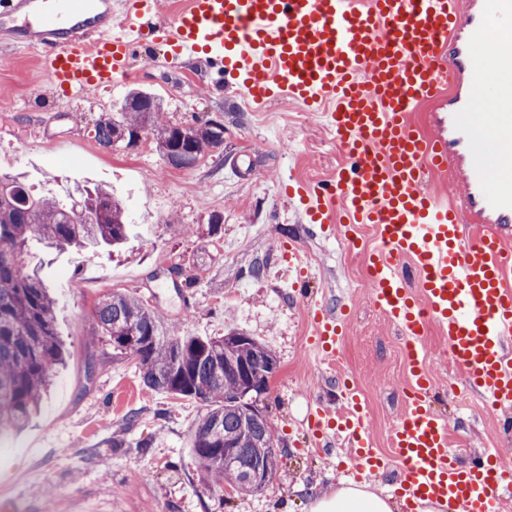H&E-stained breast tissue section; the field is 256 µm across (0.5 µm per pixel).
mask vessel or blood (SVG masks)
<instances>
[{"label":"vessel or blood","instance_id":"b4317fda","mask_svg":"<svg viewBox=\"0 0 512 512\" xmlns=\"http://www.w3.org/2000/svg\"><path fill=\"white\" fill-rule=\"evenodd\" d=\"M0 16L19 20L9 45L38 50L46 85L67 98L128 81L133 55L151 39L168 59L204 57L253 110L285 96L323 111L345 164L333 183L284 188L298 197L301 221L320 230L343 210L348 245L354 225L374 227L370 297L413 370L392 456L375 448L347 378L305 423L331 448L323 433L339 410L358 477L399 466L407 502L500 512L512 465L498 449L459 462L430 406L437 389L420 355L436 324L469 390L512 430V173L502 165L512 153V97L501 92L512 85V51L492 48L493 34H512V0H186L169 17L155 0H0ZM421 106L420 125L411 114ZM436 183L460 192L443 197ZM308 310L311 348L337 360L342 318L321 300Z\"/></svg>","mask_w":512,"mask_h":512}]
</instances>
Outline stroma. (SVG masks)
Masks as SVG:
<instances>
[{"mask_svg":"<svg viewBox=\"0 0 512 512\" xmlns=\"http://www.w3.org/2000/svg\"><path fill=\"white\" fill-rule=\"evenodd\" d=\"M163 52L147 44L132 61L135 78L72 103L32 94L41 80L34 51L18 48L0 61V172L24 173L36 189L62 198L78 183L113 187L133 226L119 252L31 249L30 263L55 293L67 361L25 427L0 435V512H308L309 493L348 480L303 426L310 408L328 399L334 371L358 384L373 441L392 452L409 365L399 335L361 286L377 234L359 225L358 247L347 248L341 237L301 223L297 200L281 189L292 176L332 180L342 164L322 117L285 99L253 111L240 92L215 88L200 64L161 65ZM132 89L159 94L170 124L222 122L223 145L191 169L169 166L150 134L132 148L99 145L96 119ZM233 162L239 175L230 172ZM292 249L308 257L312 289L348 311L335 365L310 351L306 307L271 276L291 274ZM257 260L266 269L258 278L250 273ZM115 289L181 334L237 330L276 354L279 370L258 401L281 448L270 489L246 495L204 479L190 435L208 406L147 389L133 361L113 358L93 309ZM423 345L444 393L432 407L447 421L452 448H512V437L500 435L496 418L466 391L438 327H429Z\"/></svg>","mask_w":512,"mask_h":512,"instance_id":"obj_1","label":"stroma"}]
</instances>
